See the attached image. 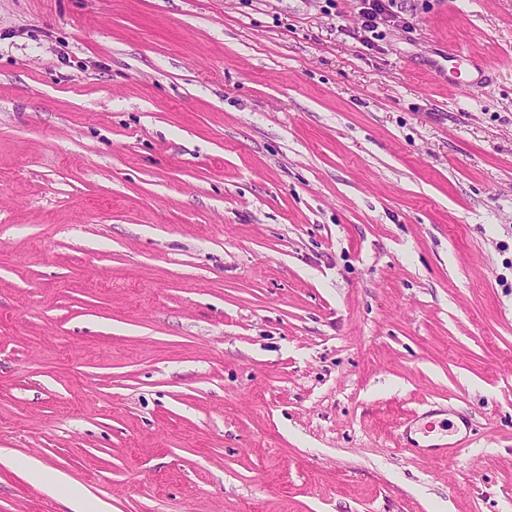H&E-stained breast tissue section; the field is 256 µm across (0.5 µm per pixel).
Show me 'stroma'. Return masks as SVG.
I'll use <instances>...</instances> for the list:
<instances>
[{"mask_svg": "<svg viewBox=\"0 0 512 512\" xmlns=\"http://www.w3.org/2000/svg\"><path fill=\"white\" fill-rule=\"evenodd\" d=\"M401 6L0 0V512H512V0ZM362 24L361 31L356 37L362 45L373 47L377 38L383 37L378 29L381 26H390V23L403 22L406 20L400 16L401 12L394 10L398 8L397 0H360ZM371 34L369 36L368 34ZM373 35V36H372ZM25 477L31 482H37L46 485L50 489H54L56 485L66 483L68 477L62 473L48 475L43 467L35 460L28 459L23 469Z\"/></svg>", "mask_w": 512, "mask_h": 512, "instance_id": "1", "label": "stroma"}]
</instances>
